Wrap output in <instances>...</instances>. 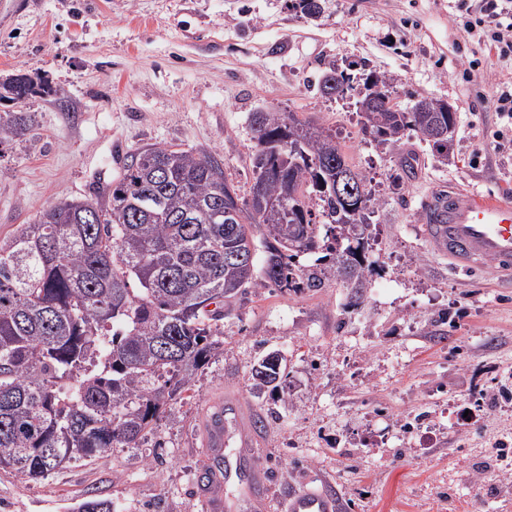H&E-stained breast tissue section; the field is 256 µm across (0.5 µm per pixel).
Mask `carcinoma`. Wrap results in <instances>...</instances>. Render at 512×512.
Masks as SVG:
<instances>
[{"label": "carcinoma", "mask_w": 512, "mask_h": 512, "mask_svg": "<svg viewBox=\"0 0 512 512\" xmlns=\"http://www.w3.org/2000/svg\"><path fill=\"white\" fill-rule=\"evenodd\" d=\"M351 90L331 66L319 81ZM356 100L380 144L413 131L440 155L456 113L426 99L410 111L369 98L390 79L371 71ZM54 93L26 73L0 82L14 105ZM28 112L0 113V146L23 137ZM251 186L278 202L249 204L213 150L148 144L125 154L122 176L90 197L43 207L0 243V470L38 480L73 459L136 448L224 352V302L256 288H319L330 275L359 295L373 195L336 135L292 113L253 115ZM266 253L255 275L254 247ZM323 270L299 264L316 249ZM138 287H131V283Z\"/></svg>", "instance_id": "carcinoma-1"}]
</instances>
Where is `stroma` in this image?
<instances>
[{
  "label": "stroma",
  "instance_id": "35a3bbf8",
  "mask_svg": "<svg viewBox=\"0 0 512 512\" xmlns=\"http://www.w3.org/2000/svg\"><path fill=\"white\" fill-rule=\"evenodd\" d=\"M0 0V80L44 77L33 123L0 150V241L63 199L116 180L146 144L219 151L248 193L252 116L291 112L336 133L375 198L369 286L260 288L224 309V352L199 372L135 448H110L46 478L0 470V512H74L86 497L112 512H206L192 484L206 464L201 421L218 400L262 419L263 464L276 498L325 483L342 512H512V288L492 268L465 276L421 237L419 203L451 183L512 199V131L492 102L512 69L462 28L457 0ZM391 78L394 101L457 112L447 159L415 132L371 142L355 102L322 96L329 65ZM501 140H494L496 131ZM413 171L400 188L398 157ZM278 352V392L259 390L257 360ZM480 407L464 422L467 408ZM388 443L363 445L374 415ZM434 430L420 450L408 424Z\"/></svg>",
  "mask_w": 512,
  "mask_h": 512
}]
</instances>
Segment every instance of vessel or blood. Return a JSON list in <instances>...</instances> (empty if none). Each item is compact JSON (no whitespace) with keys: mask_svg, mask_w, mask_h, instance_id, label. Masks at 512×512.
Segmentation results:
<instances>
[{"mask_svg":"<svg viewBox=\"0 0 512 512\" xmlns=\"http://www.w3.org/2000/svg\"><path fill=\"white\" fill-rule=\"evenodd\" d=\"M422 235L432 249L448 259L457 273L480 271L493 264L503 279L512 280V201L454 186L429 194L421 204ZM207 455L223 458L235 449L238 459L252 460V468L240 484L245 512H269V476L258 464V435L255 426L241 422L234 405L215 406L205 420ZM232 470H214L197 481V495L207 512H227L224 485ZM286 512H337L335 496L323 488H306L289 496Z\"/></svg>","mask_w":512,"mask_h":512,"instance_id":"obj_1","label":"vessel or blood"}]
</instances>
